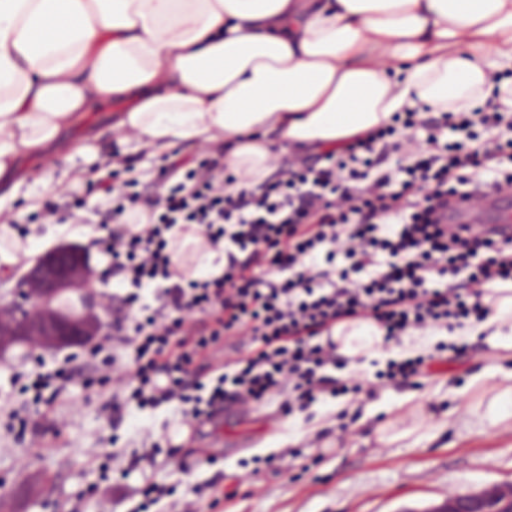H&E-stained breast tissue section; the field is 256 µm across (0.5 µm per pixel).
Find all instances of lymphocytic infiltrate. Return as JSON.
I'll use <instances>...</instances> for the list:
<instances>
[{
    "instance_id": "lymphocytic-infiltrate-1",
    "label": "lymphocytic infiltrate",
    "mask_w": 512,
    "mask_h": 512,
    "mask_svg": "<svg viewBox=\"0 0 512 512\" xmlns=\"http://www.w3.org/2000/svg\"><path fill=\"white\" fill-rule=\"evenodd\" d=\"M503 160L512 162V115L490 102L395 113L343 151L282 154L251 188L237 187L219 157L169 159L135 190L115 182L112 167L97 181L111 205L97 210L91 244L132 291L111 298V335L36 376L33 403L48 387L118 372L113 406L174 403L195 424L231 405L281 398L304 409L358 392L329 374L341 362L337 324L375 322L388 342L460 327L488 315L482 298L492 284L512 282V239L448 221L453 200L512 193ZM193 225L223 246L221 275L175 269L174 232ZM146 286L154 304L139 302ZM426 367L423 355L392 360L375 379L382 388L413 384Z\"/></svg>"
}]
</instances>
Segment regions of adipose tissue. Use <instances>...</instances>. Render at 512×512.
Wrapping results in <instances>:
<instances>
[{
  "label": "adipose tissue",
  "instance_id": "1",
  "mask_svg": "<svg viewBox=\"0 0 512 512\" xmlns=\"http://www.w3.org/2000/svg\"><path fill=\"white\" fill-rule=\"evenodd\" d=\"M403 63L388 74L371 60ZM512 0H0V181L92 106L129 102L117 126L163 151L224 147L238 186L274 149L366 137L404 108L457 112L489 96L512 110ZM205 237L179 235L185 275L220 274ZM464 335L512 349V285Z\"/></svg>",
  "mask_w": 512,
  "mask_h": 512
}]
</instances>
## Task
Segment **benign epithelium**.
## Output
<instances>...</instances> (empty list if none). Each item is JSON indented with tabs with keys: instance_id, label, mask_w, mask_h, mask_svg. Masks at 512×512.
Returning <instances> with one entry per match:
<instances>
[{
	"instance_id": "obj_1",
	"label": "benign epithelium",
	"mask_w": 512,
	"mask_h": 512,
	"mask_svg": "<svg viewBox=\"0 0 512 512\" xmlns=\"http://www.w3.org/2000/svg\"><path fill=\"white\" fill-rule=\"evenodd\" d=\"M38 283L39 291L30 293L25 290L27 280L18 285L22 302L17 304L19 314H31L39 308H48L61 288H70L80 294L83 304H88L94 294V281L105 280V273L96 272L90 263V246L62 247L40 258L30 272ZM98 319L91 315L73 316L62 314L36 329V335L45 336L53 341L67 343L84 336L97 333ZM451 512H491L487 502L478 497L457 499Z\"/></svg>"
}]
</instances>
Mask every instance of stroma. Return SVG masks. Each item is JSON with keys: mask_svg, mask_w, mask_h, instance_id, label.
<instances>
[{"mask_svg": "<svg viewBox=\"0 0 512 512\" xmlns=\"http://www.w3.org/2000/svg\"><path fill=\"white\" fill-rule=\"evenodd\" d=\"M112 105L85 113L62 135V145L26 159L29 176L0 184V210L26 215L34 255L0 266V306L11 307L17 283L38 256L63 243L85 244L86 224H44L36 215L54 190L75 191L89 204L96 164L120 152L129 167H118L119 181L157 177L163 156L128 130L117 128ZM93 152H85V145ZM498 338H451L429 331L404 338L361 364H347L334 375L356 377L358 395L317 401L306 410L282 411L278 403L260 405L246 417H224V434L243 438L244 446L213 444L210 429L192 443L174 437L181 420L176 405L112 413L111 383L69 385L62 406H49L38 426L20 430L14 416L28 400L23 387L31 371L47 372L66 357H83L86 345L48 348L41 364L24 345L0 358V494L10 495L30 475L45 476L40 497L27 512H98L99 489L125 491L143 482L142 469L128 468L146 435L163 443L150 471L173 488L175 497L202 488V512H428L448 497L479 494L491 486L512 492V418L491 422L485 416L492 388L512 371V355ZM466 346L465 355L437 366L420 386L377 389L374 372L393 358L435 352L439 345ZM349 423L353 433L339 439L336 427ZM325 433L324 449L307 447ZM297 456L280 461L282 447ZM233 499H225L227 490Z\"/></svg>", "mask_w": 512, "mask_h": 512, "instance_id": "obj_1", "label": "stroma"}]
</instances>
